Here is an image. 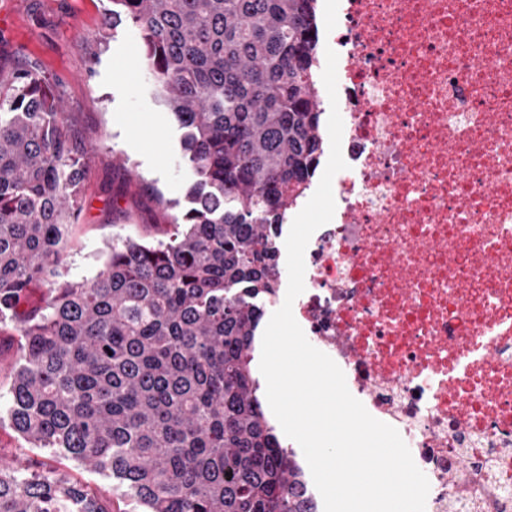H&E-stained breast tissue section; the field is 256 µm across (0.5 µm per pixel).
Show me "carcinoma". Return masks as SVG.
<instances>
[{
	"label": "carcinoma",
	"instance_id": "cac0c4a2",
	"mask_svg": "<svg viewBox=\"0 0 512 512\" xmlns=\"http://www.w3.org/2000/svg\"><path fill=\"white\" fill-rule=\"evenodd\" d=\"M316 2L112 0L194 182L169 203L172 235L113 239L90 282L64 264L87 142L36 64L0 68V323L19 336L0 423L113 481L133 512H316L252 370L281 224L323 154ZM0 512L111 510L0 460Z\"/></svg>",
	"mask_w": 512,
	"mask_h": 512
}]
</instances>
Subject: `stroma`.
Segmentation results:
<instances>
[{"mask_svg":"<svg viewBox=\"0 0 512 512\" xmlns=\"http://www.w3.org/2000/svg\"><path fill=\"white\" fill-rule=\"evenodd\" d=\"M109 0H0V67L37 63L91 143L92 175L79 223L69 229L70 280L91 281L117 236L173 232L168 201L183 199L190 174L179 132L137 61L138 31L104 34Z\"/></svg>","mask_w":512,"mask_h":512,"instance_id":"1","label":"stroma"}]
</instances>
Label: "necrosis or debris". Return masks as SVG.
Here are the masks:
<instances>
[{
	"label": "necrosis or debris",
	"mask_w": 512,
	"mask_h": 512,
	"mask_svg": "<svg viewBox=\"0 0 512 512\" xmlns=\"http://www.w3.org/2000/svg\"><path fill=\"white\" fill-rule=\"evenodd\" d=\"M347 163L293 315L426 512H512V0H336Z\"/></svg>",
	"instance_id": "necrosis-or-debris-1"
}]
</instances>
